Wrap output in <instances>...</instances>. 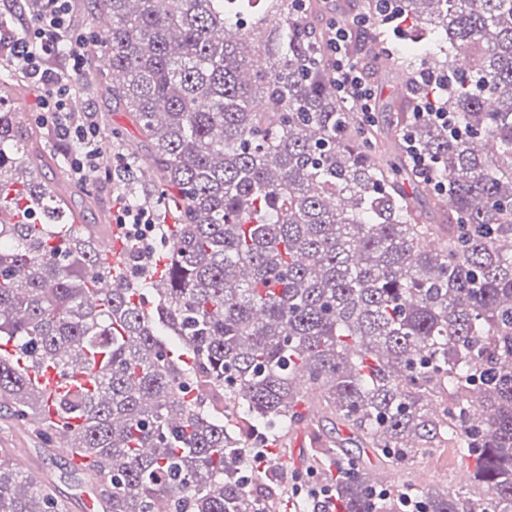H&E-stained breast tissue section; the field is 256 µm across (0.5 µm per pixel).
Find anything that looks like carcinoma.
I'll use <instances>...</instances> for the list:
<instances>
[{"label":"carcinoma","instance_id":"obj_1","mask_svg":"<svg viewBox=\"0 0 512 512\" xmlns=\"http://www.w3.org/2000/svg\"><path fill=\"white\" fill-rule=\"evenodd\" d=\"M93 2L112 19L94 69L123 75L106 90L157 166L140 205L161 249L113 262L110 224L30 222L68 204L34 179L36 134L0 112V420L41 419L46 367L70 380L36 433L51 454L67 427L100 512H273L287 490L249 474V454L313 406L360 451L327 449L358 458L336 478L343 512H396L406 494L425 512H512V0L393 3L446 56L434 100L450 125L410 97L386 123L341 99L308 38L327 0H278L263 57L239 24L252 0ZM385 3L341 20L369 16L381 39ZM416 60L380 66L408 78ZM442 442L471 460V488H384L362 460L394 468ZM21 454L0 448V512H69Z\"/></svg>","mask_w":512,"mask_h":512}]
</instances>
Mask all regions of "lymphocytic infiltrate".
<instances>
[{"label":"lymphocytic infiltrate","mask_w":512,"mask_h":512,"mask_svg":"<svg viewBox=\"0 0 512 512\" xmlns=\"http://www.w3.org/2000/svg\"><path fill=\"white\" fill-rule=\"evenodd\" d=\"M35 22L10 46L12 67L25 72L38 91L37 119L51 129L71 152L69 167L79 180L98 172L101 153L99 129L94 113L76 117L69 102L78 92L85 74L87 42L72 20L74 0H42ZM359 21L330 22L322 50L330 63V76L343 99L361 103L364 115L374 110V91L362 66L354 59L352 39ZM112 219L121 237L148 239L156 224L151 211L116 197Z\"/></svg>","instance_id":"1"}]
</instances>
